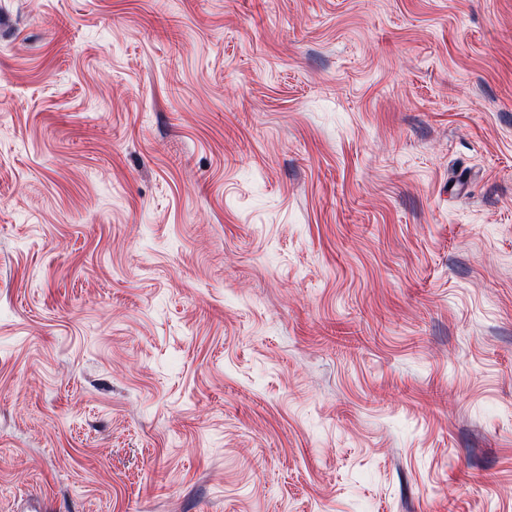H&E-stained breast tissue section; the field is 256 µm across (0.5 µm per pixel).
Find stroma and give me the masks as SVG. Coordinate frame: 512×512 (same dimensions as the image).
Instances as JSON below:
<instances>
[{"label": "stroma", "mask_w": 512, "mask_h": 512, "mask_svg": "<svg viewBox=\"0 0 512 512\" xmlns=\"http://www.w3.org/2000/svg\"><path fill=\"white\" fill-rule=\"evenodd\" d=\"M512 512V0H0V512Z\"/></svg>", "instance_id": "stroma-1"}]
</instances>
